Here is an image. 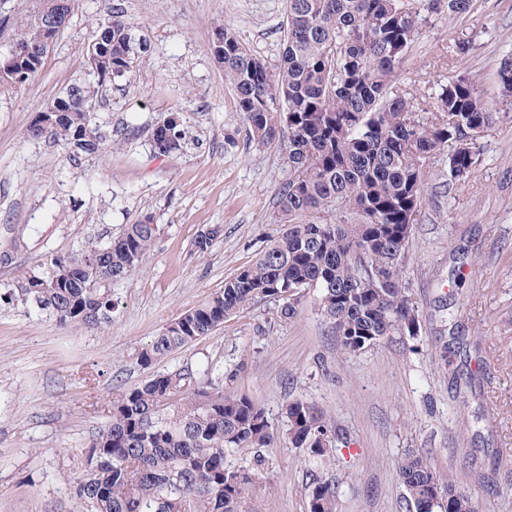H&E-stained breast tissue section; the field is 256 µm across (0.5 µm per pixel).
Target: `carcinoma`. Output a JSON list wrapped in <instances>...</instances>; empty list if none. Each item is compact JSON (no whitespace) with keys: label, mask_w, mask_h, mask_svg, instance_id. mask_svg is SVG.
Here are the masks:
<instances>
[{"label":"carcinoma","mask_w":512,"mask_h":512,"mask_svg":"<svg viewBox=\"0 0 512 512\" xmlns=\"http://www.w3.org/2000/svg\"><path fill=\"white\" fill-rule=\"evenodd\" d=\"M44 24L21 26L14 43L30 53L14 62L16 76L0 87L21 86L42 70L46 25L69 21L76 0H57ZM473 0H288L287 36L276 69L256 81L265 61L235 32L219 24L224 50L214 60L233 87L236 108L258 145L287 139L294 170L281 193L283 232L255 261L193 309L169 322L140 359L145 367L194 343L258 299L295 317L307 290L318 291L328 332L342 350L357 353L394 331H416L418 312L401 283L406 245L416 223L424 162L450 145V180L471 175L475 145L495 118L472 78L448 79L423 104L392 90L402 60L418 39L422 12L455 19ZM145 44L121 17L98 24L84 53L97 82L123 78ZM499 82L512 93V58ZM80 85L58 97L61 111L46 112V130L31 136L61 144L71 154L100 153L106 136ZM433 111L429 118L425 112ZM161 155L186 145L180 125L156 127ZM160 227L151 217L77 253L51 254L35 268L17 270L0 301L17 302L62 325L105 328L112 323V285L139 269ZM378 271L390 285L372 282ZM214 368L158 373L112 401V419L86 446L84 472L74 482L82 512H246L252 489L269 468L274 433L265 409L245 394L224 392ZM282 419L289 444L307 451L311 475L307 512H337L336 487L321 467L347 442L331 432L328 414L303 398L289 400ZM250 453L245 466L227 458ZM412 512H478L471 492L438 475L417 454L398 465Z\"/></svg>","instance_id":"obj_1"}]
</instances>
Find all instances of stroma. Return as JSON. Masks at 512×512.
I'll return each mask as SVG.
<instances>
[{
  "label": "stroma",
  "mask_w": 512,
  "mask_h": 512,
  "mask_svg": "<svg viewBox=\"0 0 512 512\" xmlns=\"http://www.w3.org/2000/svg\"><path fill=\"white\" fill-rule=\"evenodd\" d=\"M287 11V0H77L39 76L0 89V244L22 238L16 264L36 267L147 214L161 227L142 268L113 287L107 330L63 327L0 303V512H75L71 485L113 397L153 374L208 364L234 371L225 390L250 395L279 433L289 399L327 409L349 442L325 466L337 512H409L397 466L411 451L473 493L481 512H512V97L498 82L512 53V0H473L452 21L427 15L400 66L398 91L420 100L451 76L473 75L495 114L469 178L449 182L447 151L425 163L401 273L419 312L416 335L398 331L347 353L314 296L287 320L262 299L152 366L140 362L167 323L283 230L276 214L287 154L250 141L209 44L214 25H227L276 67ZM115 12L147 49L129 77L98 90L106 149L75 157L29 137L37 112L70 85L92 83L82 51ZM173 116L190 144L164 157L152 133ZM212 227L219 235L197 252ZM268 455L250 512H307L302 449L280 434Z\"/></svg>",
  "instance_id": "35a3bbf8"
}]
</instances>
